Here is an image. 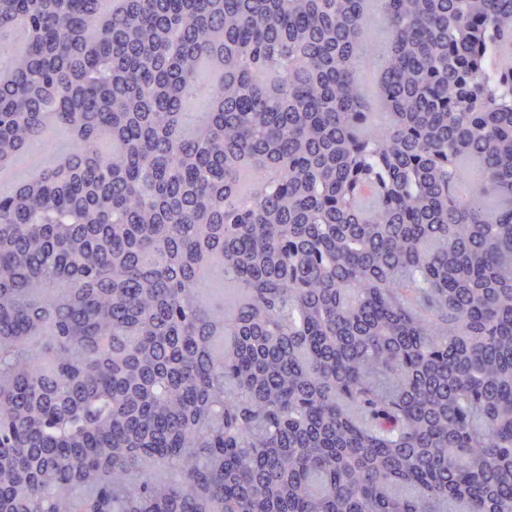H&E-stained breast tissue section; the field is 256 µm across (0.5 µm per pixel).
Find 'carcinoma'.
Returning <instances> with one entry per match:
<instances>
[{"mask_svg":"<svg viewBox=\"0 0 512 512\" xmlns=\"http://www.w3.org/2000/svg\"><path fill=\"white\" fill-rule=\"evenodd\" d=\"M367 2L0 0V512H512V0ZM382 25L385 26L384 20L379 13L376 14L374 28L370 35V40L374 43L372 52L369 55H365L359 59L356 70H357V82L359 90L364 86H371L374 81L378 78V68H373L371 72L366 76V65L370 63L371 59L378 60V52L382 46L386 44V37ZM377 33L375 34L376 29ZM73 137L57 127L48 128L43 135L7 164V170L1 176L0 195L11 192L29 179L32 170L39 162L42 165L52 157L66 155L72 149Z\"/></svg>","mask_w":512,"mask_h":512,"instance_id":"carcinoma-1","label":"carcinoma"}]
</instances>
